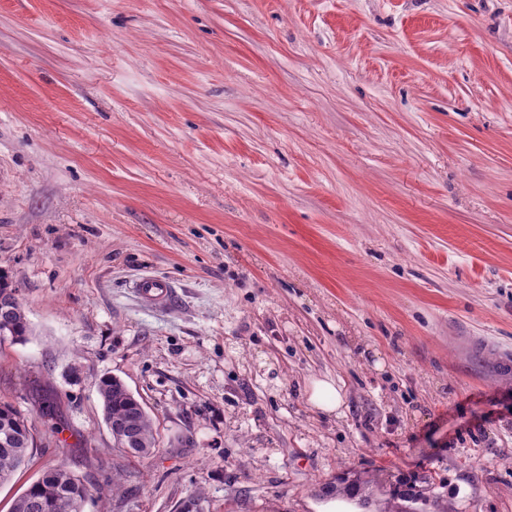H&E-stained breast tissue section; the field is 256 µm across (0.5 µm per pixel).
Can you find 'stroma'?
I'll return each mask as SVG.
<instances>
[{
  "label": "stroma",
  "instance_id": "obj_1",
  "mask_svg": "<svg viewBox=\"0 0 512 512\" xmlns=\"http://www.w3.org/2000/svg\"><path fill=\"white\" fill-rule=\"evenodd\" d=\"M0 269L32 328L0 402L39 433L0 512L61 463L83 512H383L424 479L512 512V0H0ZM135 288L145 299L157 304L166 302L171 292L167 283L157 278H144L137 282ZM97 392L102 402L104 418L107 426L112 424V431L120 438L129 432L123 423L129 421L135 426L136 440L122 447L125 453L138 458L153 454L156 450V439L153 434L151 418L143 404L134 396L127 385L117 376H103L97 382ZM309 401L315 408L327 414L336 413L342 404L341 394L336 383L328 379L311 381Z\"/></svg>",
  "mask_w": 512,
  "mask_h": 512
}]
</instances>
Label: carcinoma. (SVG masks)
<instances>
[{"instance_id": "obj_1", "label": "carcinoma", "mask_w": 512, "mask_h": 512, "mask_svg": "<svg viewBox=\"0 0 512 512\" xmlns=\"http://www.w3.org/2000/svg\"><path fill=\"white\" fill-rule=\"evenodd\" d=\"M8 299L0 301V321L7 324L3 340L21 343L31 334L27 318L16 290L10 286L7 276L0 271V292ZM97 392L102 402L106 424L129 421L135 426V442L124 452L138 458L153 454L156 439L151 418L143 404L117 376H103L97 382ZM34 425L9 403H0V485L13 479L15 474L30 462L32 448L30 431ZM88 496L84 481L64 466L45 471L31 483L11 506V512H82ZM430 497L423 491H395L391 502L383 512H427L425 505Z\"/></svg>"}]
</instances>
